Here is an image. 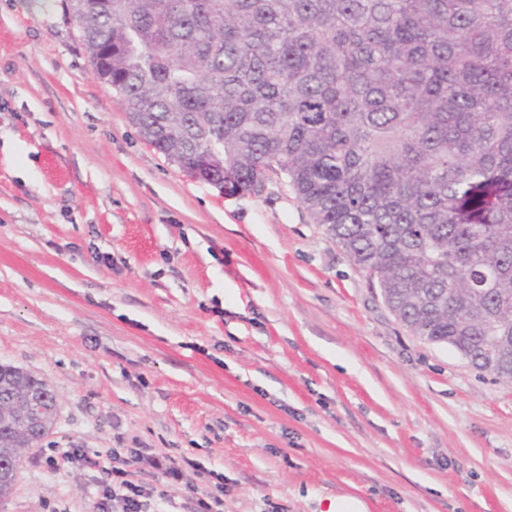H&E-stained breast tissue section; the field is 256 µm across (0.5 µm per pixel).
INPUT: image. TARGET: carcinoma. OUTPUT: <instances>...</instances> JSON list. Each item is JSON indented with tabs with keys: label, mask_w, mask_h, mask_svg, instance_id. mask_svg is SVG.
<instances>
[{
	"label": "carcinoma",
	"mask_w": 512,
	"mask_h": 512,
	"mask_svg": "<svg viewBox=\"0 0 512 512\" xmlns=\"http://www.w3.org/2000/svg\"><path fill=\"white\" fill-rule=\"evenodd\" d=\"M80 29L141 137L270 183L413 334L512 383V0H112ZM29 436L0 424V459Z\"/></svg>",
	"instance_id": "obj_1"
}]
</instances>
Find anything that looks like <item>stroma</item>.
Wrapping results in <instances>:
<instances>
[{
    "label": "stroma",
    "mask_w": 512,
    "mask_h": 512,
    "mask_svg": "<svg viewBox=\"0 0 512 512\" xmlns=\"http://www.w3.org/2000/svg\"><path fill=\"white\" fill-rule=\"evenodd\" d=\"M52 388L0 512H98L139 448L224 512H512V385L405 328L293 194L220 193L148 146L65 0H0V364Z\"/></svg>",
    "instance_id": "obj_1"
}]
</instances>
